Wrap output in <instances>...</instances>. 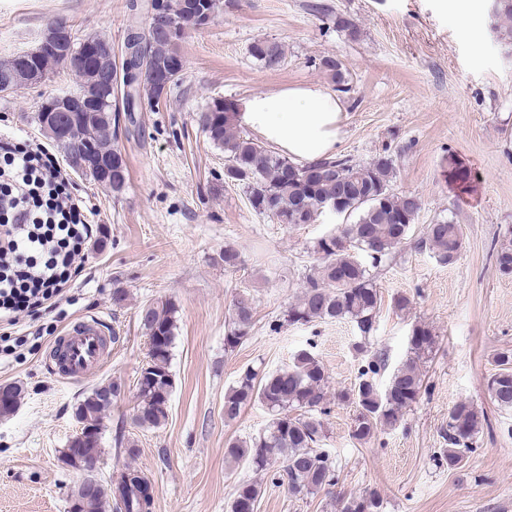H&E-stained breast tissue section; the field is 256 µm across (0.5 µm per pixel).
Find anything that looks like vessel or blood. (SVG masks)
<instances>
[{"mask_svg": "<svg viewBox=\"0 0 512 512\" xmlns=\"http://www.w3.org/2000/svg\"><path fill=\"white\" fill-rule=\"evenodd\" d=\"M108 340L104 321L97 317L80 319L56 339L47 367L62 380L87 378L105 364Z\"/></svg>", "mask_w": 512, "mask_h": 512, "instance_id": "obj_1", "label": "vessel or blood"}]
</instances>
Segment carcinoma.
<instances>
[{"instance_id": "obj_1", "label": "carcinoma", "mask_w": 512, "mask_h": 512, "mask_svg": "<svg viewBox=\"0 0 512 512\" xmlns=\"http://www.w3.org/2000/svg\"><path fill=\"white\" fill-rule=\"evenodd\" d=\"M162 13L176 30L164 38L147 42L137 52L139 64L183 59L180 44L187 30L182 21L195 9L215 14L220 0H157ZM251 56L273 67L283 56L282 45L276 41H254ZM48 72L61 65L50 53L38 60L21 54L0 62V82L24 60ZM322 66L330 72L337 88L346 85L347 77L339 61L326 58ZM124 90V109L134 112L160 104L157 89L149 82L134 87L120 81ZM201 122L210 141L224 150L228 162L224 179L244 185L252 209L277 220L280 224H312L321 214L322 204L339 202L340 216L348 223L337 227L336 233L317 240L314 252L318 263L305 277L299 298L289 304L282 317L275 320L272 330L285 325L308 324L317 321L347 320L361 335L355 350L367 352L365 341L374 329L381 306V296L370 278L365 256L374 267L388 260L394 250L408 239L421 200L414 194H397L392 185L396 169L392 158L380 155L366 165L355 164L348 157L336 156L313 162L295 163L267 149L246 135L235 117L224 109V101L213 100L201 114ZM112 104L103 102L100 109L71 112L59 120L54 143L61 151L71 145L103 159H112V182L107 183L91 173L89 177L101 186H110L112 196L122 195L128 187L129 170L121 151L112 146ZM421 244L428 247L436 260L444 265L457 261L462 238L459 225L451 219H441L426 226ZM500 272L512 273V244L496 252ZM176 305L170 300L145 304L139 311V321L149 342L150 361L137 379V405L133 422L140 428L161 426L167 419L174 377L170 370L175 341ZM256 308L253 297L237 294L231 303L229 327L224 345L234 349L251 338ZM409 355L391 372L384 387L375 376L386 369L380 355H372L360 371L354 388L328 395L327 375L323 364L314 354L301 350L288 366L259 375L246 368L224 393V419L232 421L254 401L266 406L270 419L257 435L247 441L226 444L225 455L233 460L246 459L258 471L273 470V480L285 483L294 497L317 493L329 496L337 512H381L380 495L367 489L357 495H338L339 471L335 461L316 447L323 431V416L330 413L331 400L355 406L351 435L366 441L381 427H393L401 422L405 411L419 400L423 388L419 362L431 353L436 335L423 321L415 322L409 335ZM500 372L487 384L493 403L502 409L512 408V351L498 356ZM121 385L112 384V398L95 388L81 399L74 411L84 436L71 438L62 452L64 461L77 467L73 454L97 459L100 438L86 431L100 428L101 419L121 396ZM487 422L484 412L469 402L461 401L448 411V447L441 451V461L448 470L460 467L469 454L476 452V435ZM261 485L253 480H240L234 488L230 512H256ZM151 512L152 493L147 479L138 471L127 468L121 472L112 490L106 493L88 492L82 495L79 512Z\"/></svg>"}]
</instances>
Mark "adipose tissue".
I'll return each mask as SVG.
<instances>
[{"label":"adipose tissue","mask_w":512,"mask_h":512,"mask_svg":"<svg viewBox=\"0 0 512 512\" xmlns=\"http://www.w3.org/2000/svg\"><path fill=\"white\" fill-rule=\"evenodd\" d=\"M342 119L340 99L314 83L254 95L238 114L241 124L302 162L335 156Z\"/></svg>","instance_id":"ef3b65f1"}]
</instances>
